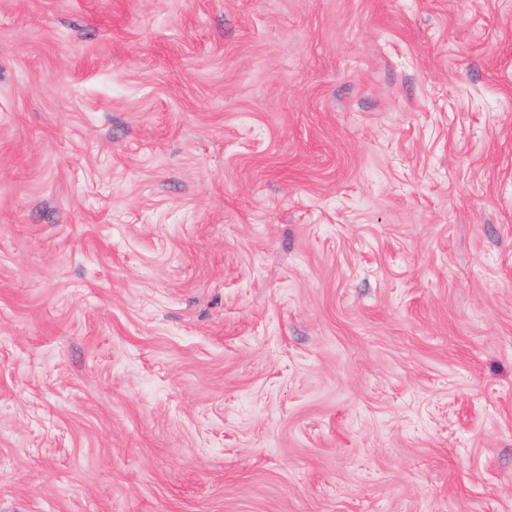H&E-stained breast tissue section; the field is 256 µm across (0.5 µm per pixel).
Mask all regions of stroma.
Listing matches in <instances>:
<instances>
[{"instance_id":"35a3bbf8","label":"stroma","mask_w":512,"mask_h":512,"mask_svg":"<svg viewBox=\"0 0 512 512\" xmlns=\"http://www.w3.org/2000/svg\"><path fill=\"white\" fill-rule=\"evenodd\" d=\"M0 512H512V0H0Z\"/></svg>"}]
</instances>
